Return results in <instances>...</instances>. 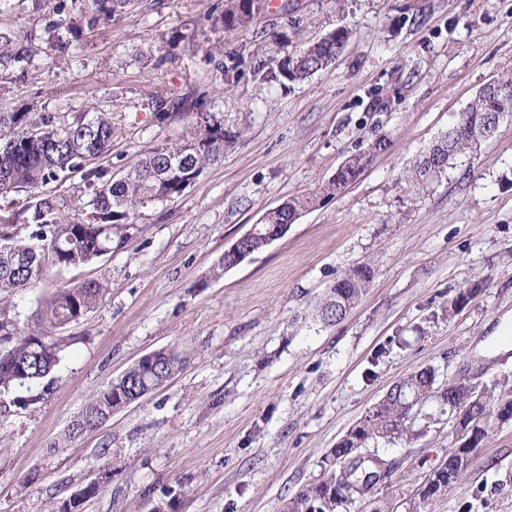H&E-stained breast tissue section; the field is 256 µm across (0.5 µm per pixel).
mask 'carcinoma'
<instances>
[{
  "label": "carcinoma",
  "instance_id": "cac0c4a2",
  "mask_svg": "<svg viewBox=\"0 0 512 512\" xmlns=\"http://www.w3.org/2000/svg\"><path fill=\"white\" fill-rule=\"evenodd\" d=\"M132 0H89L91 22L129 14ZM268 7V0H224L221 22L230 33L251 26ZM351 31L340 26L322 39L308 43L283 60L278 69L267 73V81H303L342 55ZM40 49L18 36L0 33V61L21 73L27 71ZM196 100H174L172 111L160 118L179 117L193 127L191 136L181 141L157 145L138 155L120 177L107 175L92 166V161L112 149L115 129L103 113L80 115L71 122H61L52 113L33 116L21 112H0V308H11L12 298L39 288L53 265L84 266L97 260L101 251L114 252L123 246L130 232L138 230L140 209L155 202L179 197L186 183L217 160L224 150V130L204 120L194 111ZM512 117V98L494 99L481 93L459 114L455 123L407 170L404 180L410 188H420L439 180L450 162L476 151L479 143L472 138L482 127H498ZM31 128L40 137H29ZM386 147L378 139L365 151L351 155L332 179L315 192L293 196L262 218L261 232L279 224H292L297 215L336 196L367 167L371 149ZM77 174L88 191L87 217L80 220L65 213L64 201L43 191L47 185ZM23 192L29 198L23 210L30 212L26 236L15 233L17 214L11 212L13 201ZM376 275L371 263L344 270L336 276L316 305V316L325 325L341 322L370 288ZM106 291L104 283L89 280L46 291L38 303L33 325L21 329L13 325L0 338L8 347L0 349V391L8 394L26 388L28 395L16 396L12 403L27 408L41 400L31 387L45 378L60 361L63 346L52 342V332L75 317L97 308ZM161 368L149 371L131 366L84 406L79 418L85 427L72 424L68 438L93 432L110 420L118 405L130 399L141 400L161 388L182 367L179 354L161 349ZM24 364L27 376L17 378L9 360ZM438 369L426 365L400 379L390 389L387 399L376 404L360 419V426L349 428L324 458L326 477L310 484L288 499V512H345L357 499H365L371 490L390 476V461L370 444L383 439L394 443L412 440L443 416L453 420V439L448 453L428 474L417 490L413 512H424L429 503L444 497L467 474L474 456L494 428L496 404L512 403L508 381L474 386L466 397L456 382L437 386ZM437 398L435 411L410 419L414 408Z\"/></svg>",
  "mask_w": 512,
  "mask_h": 512
}]
</instances>
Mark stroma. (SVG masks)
Masks as SVG:
<instances>
[{"label":"stroma","instance_id":"stroma-1","mask_svg":"<svg viewBox=\"0 0 512 512\" xmlns=\"http://www.w3.org/2000/svg\"><path fill=\"white\" fill-rule=\"evenodd\" d=\"M224 0H135L130 15L87 27L86 0H0V30L45 38L26 78L0 62V111L60 121L105 113L116 129L97 166L184 135L157 94L194 93L223 127L220 158L178 198L141 209L124 246L48 282L99 280L105 299L59 328L70 342L36 386L41 401L0 406V512H57L79 487L112 476L79 512H282L322 475V460L406 374L512 379L495 345L512 327V120L420 194L399 178L488 82L512 71V0H276L225 34ZM343 25L344 54L302 82L264 80L299 46ZM287 40H278V33ZM174 37L163 63L148 46ZM391 145L356 181L288 233L226 269L221 257L288 197L316 190L378 136ZM372 261L368 293L338 324L312 317L349 267ZM482 284L466 306L461 288ZM404 345L389 347L393 337ZM167 347L182 370L100 429L67 440L85 404L140 356ZM451 420L386 450L394 469L350 512L406 504L452 439ZM512 512V422L489 436L466 477L427 512Z\"/></svg>","mask_w":512,"mask_h":512}]
</instances>
